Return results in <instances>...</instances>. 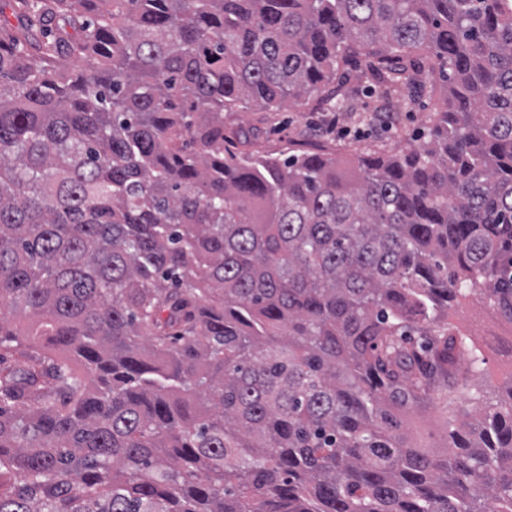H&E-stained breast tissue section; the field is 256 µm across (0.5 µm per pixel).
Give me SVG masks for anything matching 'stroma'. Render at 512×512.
Returning <instances> with one entry per match:
<instances>
[{"label":"stroma","mask_w":512,"mask_h":512,"mask_svg":"<svg viewBox=\"0 0 512 512\" xmlns=\"http://www.w3.org/2000/svg\"><path fill=\"white\" fill-rule=\"evenodd\" d=\"M436 107L433 99L423 97L404 112L394 113L390 123H380L360 129L335 120L333 113L313 112L298 103L286 104L281 111L264 112L258 107L240 108L224 115L225 125L249 132L251 149L277 151L298 143L335 147L340 158H350L363 149L377 146L398 149L409 146L427 127ZM455 321L471 335L485 336L492 344L485 351L487 367L496 380L512 372V323L472 297L456 311ZM408 437L428 448L445 442L444 413L440 406L431 405L414 415Z\"/></svg>","instance_id":"obj_1"}]
</instances>
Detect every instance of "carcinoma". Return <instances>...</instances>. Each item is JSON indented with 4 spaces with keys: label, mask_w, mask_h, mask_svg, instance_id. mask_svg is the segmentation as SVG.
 <instances>
[{
    "label": "carcinoma",
    "mask_w": 512,
    "mask_h": 512,
    "mask_svg": "<svg viewBox=\"0 0 512 512\" xmlns=\"http://www.w3.org/2000/svg\"><path fill=\"white\" fill-rule=\"evenodd\" d=\"M359 56L358 123L448 84L409 150H235ZM470 295L512 322V0L0 4V512H512ZM444 413L440 406L429 405L410 420L408 438L425 448H436L445 442Z\"/></svg>",
    "instance_id": "1"
}]
</instances>
